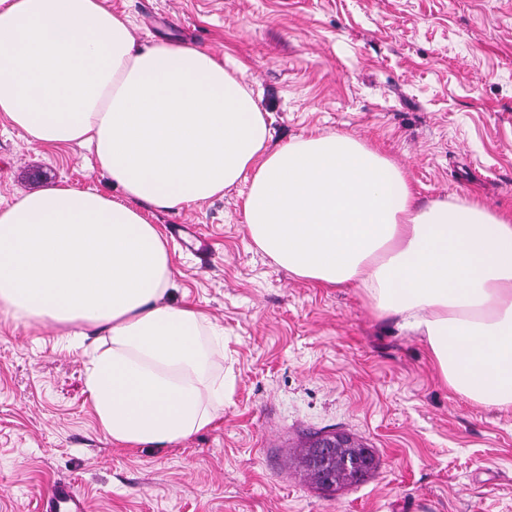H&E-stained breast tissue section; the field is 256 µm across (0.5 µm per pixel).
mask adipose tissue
Returning <instances> with one entry per match:
<instances>
[{"instance_id":"ef3b65f1","label":"adipose tissue","mask_w":512,"mask_h":512,"mask_svg":"<svg viewBox=\"0 0 512 512\" xmlns=\"http://www.w3.org/2000/svg\"><path fill=\"white\" fill-rule=\"evenodd\" d=\"M0 117L29 143L86 148L113 188L55 182L0 206V317L100 338L84 384L113 444H177L224 404V330L170 302L175 253L148 214L243 181L250 237L275 263L360 289L426 340L456 394L512 410V215L420 202L348 134L272 146L223 59L138 42L103 0H0Z\"/></svg>"}]
</instances>
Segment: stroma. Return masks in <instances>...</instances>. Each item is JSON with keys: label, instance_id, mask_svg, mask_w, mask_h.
I'll return each mask as SVG.
<instances>
[{"label": "stroma", "instance_id": "stroma-1", "mask_svg": "<svg viewBox=\"0 0 512 512\" xmlns=\"http://www.w3.org/2000/svg\"><path fill=\"white\" fill-rule=\"evenodd\" d=\"M139 41L223 58L271 116L273 145L322 132L376 145L420 199L512 212V0H106ZM110 186L77 146L47 151L0 119V203L51 182ZM246 184L179 212L208 256L177 249L173 302L224 329V410L159 450L107 439L82 346L50 322L0 320V512L56 484L89 512H512V411L439 378L424 339L355 288L293 277L250 239ZM372 449L371 477L318 489V437Z\"/></svg>", "mask_w": 512, "mask_h": 512}]
</instances>
